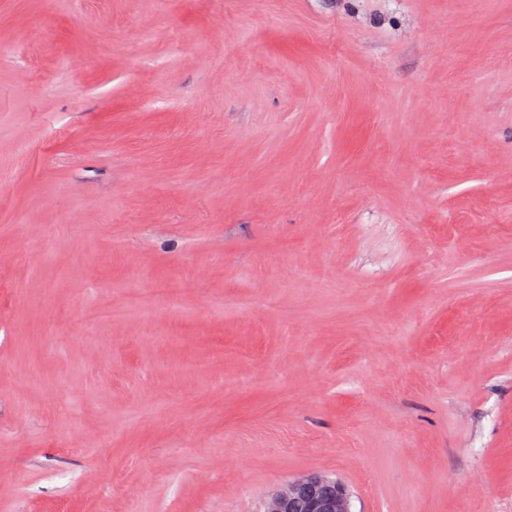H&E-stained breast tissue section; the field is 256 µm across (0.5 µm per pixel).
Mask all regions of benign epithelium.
Segmentation results:
<instances>
[{
    "instance_id": "benign-epithelium-1",
    "label": "benign epithelium",
    "mask_w": 512,
    "mask_h": 512,
    "mask_svg": "<svg viewBox=\"0 0 512 512\" xmlns=\"http://www.w3.org/2000/svg\"><path fill=\"white\" fill-rule=\"evenodd\" d=\"M332 483L327 492L324 485ZM263 512H352L351 493L340 480L322 474H304L275 491Z\"/></svg>"
}]
</instances>
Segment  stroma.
Instances as JSON below:
<instances>
[{
    "label": "stroma",
    "instance_id": "stroma-1",
    "mask_svg": "<svg viewBox=\"0 0 512 512\" xmlns=\"http://www.w3.org/2000/svg\"><path fill=\"white\" fill-rule=\"evenodd\" d=\"M312 471L512 512V0H0V512Z\"/></svg>",
    "mask_w": 512,
    "mask_h": 512
}]
</instances>
